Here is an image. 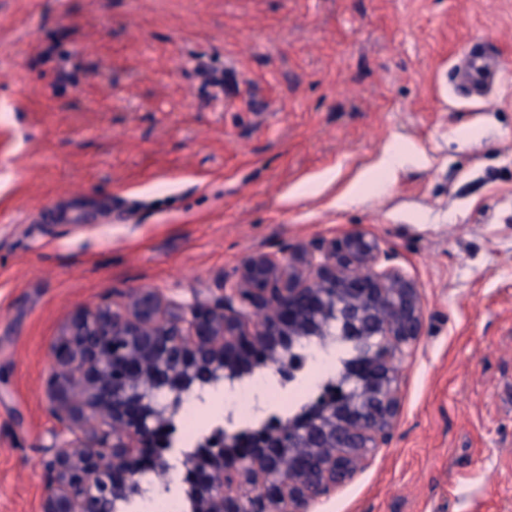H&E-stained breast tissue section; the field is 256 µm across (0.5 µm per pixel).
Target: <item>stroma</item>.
<instances>
[{
  "mask_svg": "<svg viewBox=\"0 0 512 512\" xmlns=\"http://www.w3.org/2000/svg\"><path fill=\"white\" fill-rule=\"evenodd\" d=\"M349 230L423 327L385 442L311 512H512V0H0V512H39L72 312ZM496 73L495 62L483 53H468L458 65L461 82L469 85L477 93H480L484 85L495 79Z\"/></svg>",
  "mask_w": 512,
  "mask_h": 512,
  "instance_id": "stroma-1",
  "label": "stroma"
}]
</instances>
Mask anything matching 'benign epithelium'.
Masks as SVG:
<instances>
[{"label":"benign epithelium","mask_w":512,"mask_h":512,"mask_svg":"<svg viewBox=\"0 0 512 512\" xmlns=\"http://www.w3.org/2000/svg\"><path fill=\"white\" fill-rule=\"evenodd\" d=\"M287 262L251 256L221 296L179 304L145 289L122 303L76 310L53 347L47 401L58 422L42 459L40 512H106L146 492L149 471L172 469V426L182 398L224 373L253 365L286 337L308 336L325 318L365 346L364 376L350 365L358 398L339 389L293 428L274 426L261 448L218 430L181 458L182 480L197 491V512H309L344 484L367 448L384 442L400 412L394 360L422 331L416 285L395 269L378 271L375 240L346 232ZM271 315L261 325L255 312ZM148 380L169 399L148 401ZM77 444L80 453L64 451Z\"/></svg>","instance_id":"benign-epithelium-1"}]
</instances>
